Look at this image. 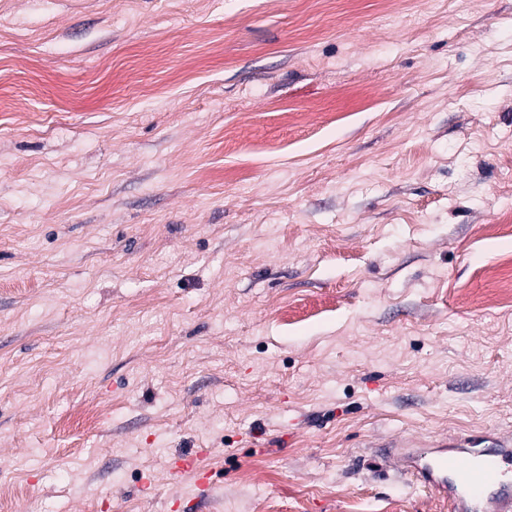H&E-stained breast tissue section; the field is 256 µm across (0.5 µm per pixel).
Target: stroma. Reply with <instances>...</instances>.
Here are the masks:
<instances>
[{
	"label": "stroma",
	"mask_w": 512,
	"mask_h": 512,
	"mask_svg": "<svg viewBox=\"0 0 512 512\" xmlns=\"http://www.w3.org/2000/svg\"><path fill=\"white\" fill-rule=\"evenodd\" d=\"M498 280L512 0H0V512H448ZM191 471L195 474L196 484L201 486H208L210 484V471L203 467L198 459L195 457L182 458L173 463L172 472L179 475L183 472Z\"/></svg>",
	"instance_id": "obj_1"
}]
</instances>
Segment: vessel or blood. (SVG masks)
<instances>
[{
  "label": "vessel or blood",
  "instance_id": "obj_1",
  "mask_svg": "<svg viewBox=\"0 0 512 512\" xmlns=\"http://www.w3.org/2000/svg\"><path fill=\"white\" fill-rule=\"evenodd\" d=\"M389 463L412 484L436 493L448 512H512V444L476 448L463 439L443 440L406 449ZM186 471L194 473L197 485H209L211 474L197 458L174 462L173 474Z\"/></svg>",
  "mask_w": 512,
  "mask_h": 512
}]
</instances>
